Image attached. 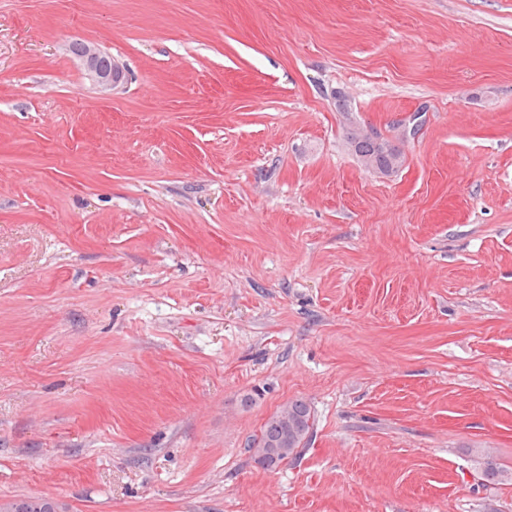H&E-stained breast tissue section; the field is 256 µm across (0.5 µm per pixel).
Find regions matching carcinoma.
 <instances>
[{"mask_svg":"<svg viewBox=\"0 0 512 512\" xmlns=\"http://www.w3.org/2000/svg\"><path fill=\"white\" fill-rule=\"evenodd\" d=\"M347 143L355 155L365 164L382 174H390L402 167L404 160L394 161L397 150L389 141L380 137L370 138L362 135L353 127L349 130ZM313 426V416L309 405L295 399L287 403L278 412L270 416L263 424L260 435L254 446L267 444L272 448H280L286 454L270 456L267 462L260 463L264 468H271L283 462V456H292L297 449L305 446V442ZM481 474L490 480H510L512 472L496 467L490 461H481Z\"/></svg>","mask_w":512,"mask_h":512,"instance_id":"1","label":"carcinoma"}]
</instances>
